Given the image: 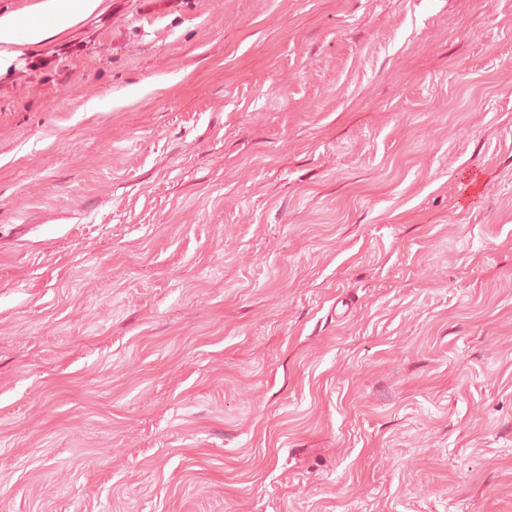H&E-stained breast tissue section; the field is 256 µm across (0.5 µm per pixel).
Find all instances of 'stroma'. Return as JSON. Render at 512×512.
<instances>
[{
  "label": "stroma",
  "mask_w": 512,
  "mask_h": 512,
  "mask_svg": "<svg viewBox=\"0 0 512 512\" xmlns=\"http://www.w3.org/2000/svg\"><path fill=\"white\" fill-rule=\"evenodd\" d=\"M0 512H512V0L0 63Z\"/></svg>",
  "instance_id": "obj_1"
}]
</instances>
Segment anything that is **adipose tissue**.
<instances>
[{
    "instance_id": "ef3b65f1",
    "label": "adipose tissue",
    "mask_w": 512,
    "mask_h": 512,
    "mask_svg": "<svg viewBox=\"0 0 512 512\" xmlns=\"http://www.w3.org/2000/svg\"><path fill=\"white\" fill-rule=\"evenodd\" d=\"M103 0H37L30 21L0 17V61L22 54L24 48L65 31L94 14Z\"/></svg>"
}]
</instances>
